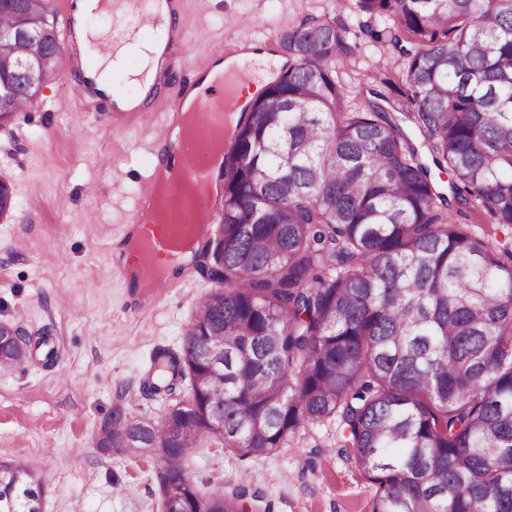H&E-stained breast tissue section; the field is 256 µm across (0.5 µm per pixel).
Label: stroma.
I'll use <instances>...</instances> for the list:
<instances>
[{
    "label": "stroma",
    "mask_w": 512,
    "mask_h": 512,
    "mask_svg": "<svg viewBox=\"0 0 512 512\" xmlns=\"http://www.w3.org/2000/svg\"><path fill=\"white\" fill-rule=\"evenodd\" d=\"M316 16L346 31L351 54L328 66L351 107L399 79L398 49L364 34L392 21L368 19L356 0H186L187 65L166 84L179 85L209 46L232 39L283 54L280 36ZM67 64L60 58L56 82L0 126V181L19 204L0 218V324L47 339L27 360L0 364V462L41 468L42 512H163L159 459L102 452L98 433L118 406L141 420L165 414L168 399L140 385L155 350L179 346L213 284L195 270L152 312H129L112 271L113 245L157 153L149 125L117 127L107 114L82 112ZM184 467L200 494L243 482L275 512H368L373 492L333 421L262 458L206 440Z\"/></svg>",
    "instance_id": "1"
}]
</instances>
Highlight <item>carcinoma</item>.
Here are the masks:
<instances>
[{
	"mask_svg": "<svg viewBox=\"0 0 512 512\" xmlns=\"http://www.w3.org/2000/svg\"><path fill=\"white\" fill-rule=\"evenodd\" d=\"M405 58L386 85L433 162L375 101L347 105L327 62L343 28L307 19L281 38L296 62L249 102L224 151V216L194 247L215 288L180 346L155 352L152 395L189 394L157 422L118 409L98 447L156 448L163 512H247L240 484L198 494L183 461L205 439L263 457L339 421L374 485L371 512H512V241L457 222L474 204L512 230V0H357ZM0 126L57 69L50 0H0ZM17 202L0 182V217ZM31 338L0 324V363ZM224 420V430L213 420ZM20 473L15 481L12 474ZM42 471L0 464V512H41Z\"/></svg>",
	"mask_w": 512,
	"mask_h": 512,
	"instance_id": "obj_1",
	"label": "carcinoma"
}]
</instances>
